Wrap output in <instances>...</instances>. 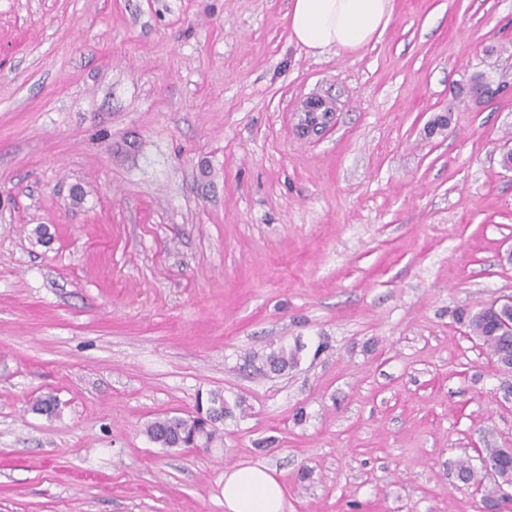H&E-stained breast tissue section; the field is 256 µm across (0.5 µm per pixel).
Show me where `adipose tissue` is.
Segmentation results:
<instances>
[{"label": "adipose tissue", "instance_id": "1", "mask_svg": "<svg viewBox=\"0 0 512 512\" xmlns=\"http://www.w3.org/2000/svg\"><path fill=\"white\" fill-rule=\"evenodd\" d=\"M392 0H291L290 37L303 47L355 51L381 36ZM225 512H285L283 487L274 470L245 465L224 473Z\"/></svg>", "mask_w": 512, "mask_h": 512}]
</instances>
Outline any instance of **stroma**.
Wrapping results in <instances>:
<instances>
[{
	"mask_svg": "<svg viewBox=\"0 0 512 512\" xmlns=\"http://www.w3.org/2000/svg\"><path fill=\"white\" fill-rule=\"evenodd\" d=\"M393 3L315 54L291 0H0V512H224L232 465L286 512H481L457 465L512 448V372L464 317L512 296V0ZM212 391L220 447L144 434ZM300 114V127L304 134H318L330 127L334 112H298ZM310 117L314 119L310 120ZM295 356V352L288 351V348L285 346H280L261 356L253 355L250 362L253 365L257 361L260 364V366L257 367L259 371L281 374L288 370V367L294 363Z\"/></svg>",
	"mask_w": 512,
	"mask_h": 512,
	"instance_id": "35a3bbf8",
	"label": "stroma"
}]
</instances>
